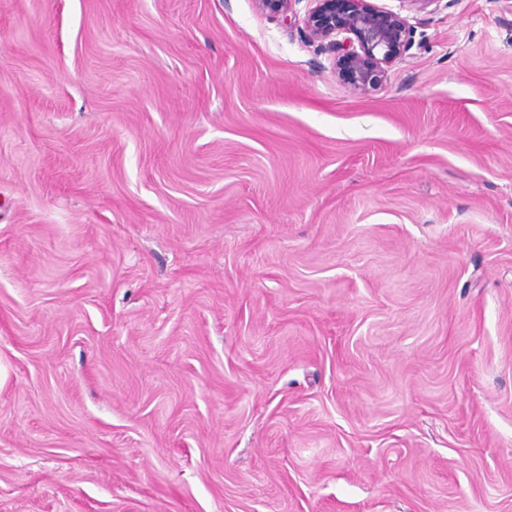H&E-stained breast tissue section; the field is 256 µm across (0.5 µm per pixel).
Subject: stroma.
<instances>
[{"label":"stroma","mask_w":512,"mask_h":512,"mask_svg":"<svg viewBox=\"0 0 512 512\" xmlns=\"http://www.w3.org/2000/svg\"><path fill=\"white\" fill-rule=\"evenodd\" d=\"M370 2L0 0V512H512V0ZM255 2L258 9L262 12L281 17L283 21L289 18L291 22L293 17L296 20L293 5L297 3V0H255ZM302 31L327 54L334 73L355 92L368 93L414 45V30L400 13L368 0H309Z\"/></svg>","instance_id":"35a3bbf8"}]
</instances>
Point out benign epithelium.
I'll list each match as a JSON object with an SVG mask.
<instances>
[{
    "instance_id": "1",
    "label": "benign epithelium",
    "mask_w": 512,
    "mask_h": 512,
    "mask_svg": "<svg viewBox=\"0 0 512 512\" xmlns=\"http://www.w3.org/2000/svg\"><path fill=\"white\" fill-rule=\"evenodd\" d=\"M259 10L284 20L299 0H255ZM302 31L327 54L334 73L358 93L380 88L393 64L414 45V30L400 13L369 0H309Z\"/></svg>"
}]
</instances>
